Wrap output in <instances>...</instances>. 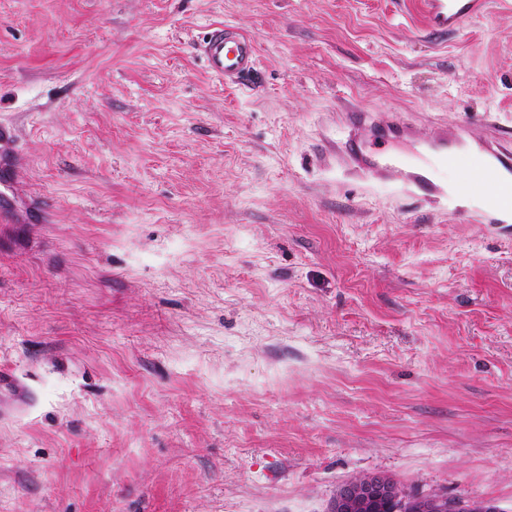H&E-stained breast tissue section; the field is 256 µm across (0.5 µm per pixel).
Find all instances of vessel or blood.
<instances>
[{
    "label": "vessel or blood",
    "instance_id": "1",
    "mask_svg": "<svg viewBox=\"0 0 512 512\" xmlns=\"http://www.w3.org/2000/svg\"><path fill=\"white\" fill-rule=\"evenodd\" d=\"M423 13L434 31L458 29L469 19L483 14L488 0H421ZM212 74L234 81L249 74L256 65L251 38L224 26L213 29L199 45ZM349 138L342 154L356 171L379 181L398 176L422 194L447 198L448 208L458 215L480 213L488 223L512 224V139L491 136L478 144L470 159H463L466 131L441 128L422 143L418 156L401 160L373 148L382 137L410 138L412 125L401 115L352 109L345 114ZM464 168L463 176L448 181L450 170Z\"/></svg>",
    "mask_w": 512,
    "mask_h": 512
}]
</instances>
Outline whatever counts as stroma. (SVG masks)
<instances>
[{
    "label": "stroma",
    "instance_id": "35a3bbf8",
    "mask_svg": "<svg viewBox=\"0 0 512 512\" xmlns=\"http://www.w3.org/2000/svg\"><path fill=\"white\" fill-rule=\"evenodd\" d=\"M351 107L512 137V0L446 34L419 0H0V512H329L372 472L512 512V226L338 164ZM198 49L205 57L210 72L224 80H238L256 65L253 40L227 26L213 29L198 44Z\"/></svg>",
    "mask_w": 512,
    "mask_h": 512
}]
</instances>
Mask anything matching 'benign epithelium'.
<instances>
[{"label":"benign epithelium","instance_id":"1","mask_svg":"<svg viewBox=\"0 0 512 512\" xmlns=\"http://www.w3.org/2000/svg\"><path fill=\"white\" fill-rule=\"evenodd\" d=\"M380 501L393 512H495V507L488 502L449 499L439 493L411 495L379 473L358 476L339 487L331 512H370Z\"/></svg>","mask_w":512,"mask_h":512}]
</instances>
